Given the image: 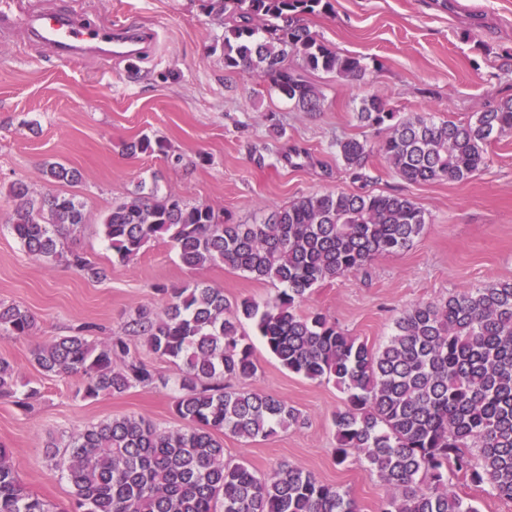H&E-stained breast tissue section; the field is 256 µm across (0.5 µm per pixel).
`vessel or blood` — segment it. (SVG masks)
Here are the masks:
<instances>
[{
  "label": "vessel or blood",
  "instance_id": "b4317fda",
  "mask_svg": "<svg viewBox=\"0 0 512 512\" xmlns=\"http://www.w3.org/2000/svg\"><path fill=\"white\" fill-rule=\"evenodd\" d=\"M0 28L24 30L54 47L63 58L97 50L119 60L147 52L154 40L153 32L147 28L117 26L94 30L86 28L76 16L31 13L21 0H0Z\"/></svg>",
  "mask_w": 512,
  "mask_h": 512
}]
</instances>
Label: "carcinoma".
Instances as JSON below:
<instances>
[{
    "label": "carcinoma",
    "mask_w": 512,
    "mask_h": 512,
    "mask_svg": "<svg viewBox=\"0 0 512 512\" xmlns=\"http://www.w3.org/2000/svg\"><path fill=\"white\" fill-rule=\"evenodd\" d=\"M331 8V0L209 4L224 24V66L269 80L300 112H318L325 101L302 71L351 82L366 75L362 58L317 40L304 23V15ZM290 55L300 57L302 70L288 65ZM356 118L386 131L376 145L336 142V154L356 178L365 177L378 153L408 184L462 182L488 165L487 147L512 130V99L456 123L423 112L399 117L371 96L362 99ZM123 150L164 154L166 145L143 135ZM43 173L51 183L79 179L77 170L58 162ZM9 195L16 201L10 228L30 254L48 265L64 260L93 279L106 276L104 268L64 251V235L84 221L76 196L34 197L21 182L10 185ZM425 224L424 212L404 194H312L252 224H227L224 212L209 204L189 205L155 189L112 207L101 226L120 263L161 239L189 269L222 263L280 288L263 302H231L223 290L193 281L172 290L162 312L137 309L127 322L129 336L176 367L171 380L131 353L128 336L98 344L81 327L35 350V365L80 377L88 398L171 382L186 423L165 432L142 418L115 417L73 434L62 453L47 443L46 456L72 488V512H357L349 491L309 471L284 464L260 474L224 457V435L266 439L306 424L285 400L229 384L257 372L253 345L241 331L245 321L284 369L331 382L344 394L333 414L336 461L355 454L393 489L378 512H478L451 490L450 473L512 501V280L403 310L377 349L325 314L303 309L313 288L377 255L408 249ZM34 326L28 310L0 302L1 339L27 336ZM15 383L14 365L0 357V396L11 394ZM0 512H56L26 490L2 444Z\"/></svg>",
    "instance_id": "1"
}]
</instances>
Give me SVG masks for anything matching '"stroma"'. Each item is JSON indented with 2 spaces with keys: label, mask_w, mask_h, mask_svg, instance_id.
Instances as JSON below:
<instances>
[{
  "label": "stroma",
  "mask_w": 512,
  "mask_h": 512,
  "mask_svg": "<svg viewBox=\"0 0 512 512\" xmlns=\"http://www.w3.org/2000/svg\"><path fill=\"white\" fill-rule=\"evenodd\" d=\"M32 11L82 14L95 27L145 26L157 37L143 57L113 61L94 54L73 59L30 38H0V301L29 310L30 335L0 339V356L18 371V391L37 389L29 408L0 398V443L26 489L67 512L71 487L46 457L44 445H65L87 427L122 416L159 429L183 428L170 387L133 388L97 400L82 398L76 376L44 374L33 362L37 345L83 323L99 326L96 341L121 332L141 307L162 310L168 289L202 280L229 300L264 301L274 284L221 264L185 268L168 244H149L131 263L115 261L101 220L130 200L138 185L187 203H207L230 223L245 224L299 197L324 192L402 193L426 218L422 235L404 252L380 255L363 269L315 288L304 307L336 321L368 346H382L399 313L463 288L512 280V131L488 148L485 169L464 182L407 184L381 157L371 179L353 178L335 143L378 141L360 125L362 98L378 96L398 113L430 112L464 122L512 98V0H333L310 15L311 33L339 51L364 57L368 71L350 84L321 71L308 78L325 95L322 111L300 112L269 81L224 67V27L206 0H26ZM149 135L163 154L122 155V143ZM77 169L79 182H47L43 166ZM32 195L73 194L85 222L65 239L107 271L102 280L30 255L8 226L12 183ZM249 389L270 393L307 418L300 429L268 439L224 438V454L259 473L289 464L347 489L360 512H377L392 490L364 462L337 463L332 415L342 404L334 384L284 369L263 344Z\"/></svg>",
  "instance_id": "stroma-1"
}]
</instances>
